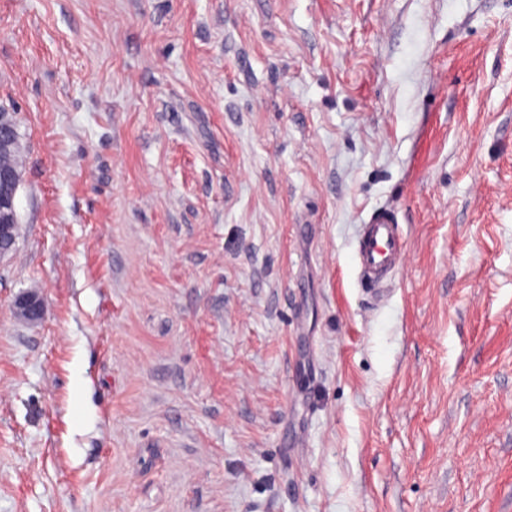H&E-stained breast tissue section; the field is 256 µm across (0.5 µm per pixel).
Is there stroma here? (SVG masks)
Returning <instances> with one entry per match:
<instances>
[{"mask_svg":"<svg viewBox=\"0 0 512 512\" xmlns=\"http://www.w3.org/2000/svg\"><path fill=\"white\" fill-rule=\"evenodd\" d=\"M0 108V512H512V0H0ZM0 136H2V125L5 126V139L12 144L8 148L0 147V169H13L20 177L19 155L20 143L16 121L10 112L0 109ZM17 177L14 173L0 170V235L6 236L14 227L16 211ZM405 255V238L398 220L386 209L373 210L360 225L354 251L358 278L379 291L396 275ZM18 314L30 322H38L45 315L44 301L38 295L27 294L17 299Z\"/></svg>","mask_w":512,"mask_h":512,"instance_id":"35a3bbf8","label":"stroma"}]
</instances>
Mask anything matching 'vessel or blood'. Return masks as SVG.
Wrapping results in <instances>:
<instances>
[{
    "label": "vessel or blood",
    "instance_id": "1",
    "mask_svg": "<svg viewBox=\"0 0 512 512\" xmlns=\"http://www.w3.org/2000/svg\"><path fill=\"white\" fill-rule=\"evenodd\" d=\"M405 255V238L388 210H373L361 224L354 251L358 278L364 285L383 287L396 275Z\"/></svg>",
    "mask_w": 512,
    "mask_h": 512
}]
</instances>
